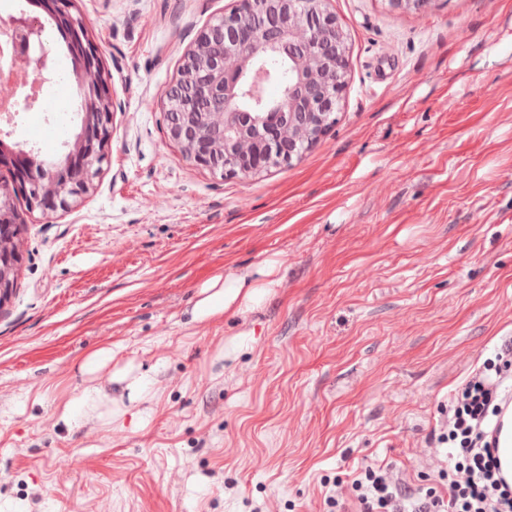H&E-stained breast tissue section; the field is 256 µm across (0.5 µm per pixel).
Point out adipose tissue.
<instances>
[{
    "label": "adipose tissue",
    "mask_w": 512,
    "mask_h": 512,
    "mask_svg": "<svg viewBox=\"0 0 512 512\" xmlns=\"http://www.w3.org/2000/svg\"><path fill=\"white\" fill-rule=\"evenodd\" d=\"M276 270L277 262L271 259L262 267L233 280L227 281L222 275H215L205 284L206 294L193 309L194 319H211L224 315L236 305L259 302L266 289L270 288V278Z\"/></svg>",
    "instance_id": "ef3b65f1"
}]
</instances>
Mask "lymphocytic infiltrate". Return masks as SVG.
<instances>
[{
	"mask_svg": "<svg viewBox=\"0 0 512 512\" xmlns=\"http://www.w3.org/2000/svg\"><path fill=\"white\" fill-rule=\"evenodd\" d=\"M512 399V339L486 359L452 396L448 416L420 465L437 484L403 490L389 465L371 461L337 481L336 512H512V483L500 473L495 421Z\"/></svg>",
	"mask_w": 512,
	"mask_h": 512,
	"instance_id": "obj_1",
	"label": "lymphocytic infiltrate"
}]
</instances>
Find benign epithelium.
<instances>
[{"label": "benign epithelium", "instance_id": "obj_1", "mask_svg": "<svg viewBox=\"0 0 512 512\" xmlns=\"http://www.w3.org/2000/svg\"><path fill=\"white\" fill-rule=\"evenodd\" d=\"M229 15L209 24L184 57L174 84L165 91L166 133L184 157L212 172L249 178L289 163L310 149L335 122L334 111L347 79L350 53L329 0H238ZM66 32L73 75L80 89L79 131L57 160L41 161L0 137V167L10 166L14 183L0 181V306L16 291L21 273L25 215L15 205L24 195L29 210L42 214L77 207L93 188L107 156L117 104L82 17L73 0H39ZM265 13L275 26L253 24ZM13 48L0 56L22 66L34 83L49 80L52 59L42 21L21 12L3 24ZM288 55V82L269 103L268 84L277 81L264 62ZM0 79L19 109L35 101L4 68Z\"/></svg>", "mask_w": 512, "mask_h": 512}]
</instances>
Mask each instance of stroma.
I'll use <instances>...</instances> for the list:
<instances>
[{"mask_svg":"<svg viewBox=\"0 0 512 512\" xmlns=\"http://www.w3.org/2000/svg\"><path fill=\"white\" fill-rule=\"evenodd\" d=\"M235 6L75 2L119 108L82 203L30 215L0 306V512H328L373 459L430 487L450 394L512 336V0H330L350 45L336 121L250 178L187 161L163 112ZM51 44L52 139L33 145L25 112L9 127L47 161L80 126ZM269 258L259 306L192 320L214 273ZM101 347L111 364L82 372Z\"/></svg>","mask_w":512,"mask_h":512,"instance_id":"obj_1","label":"stroma"}]
</instances>
